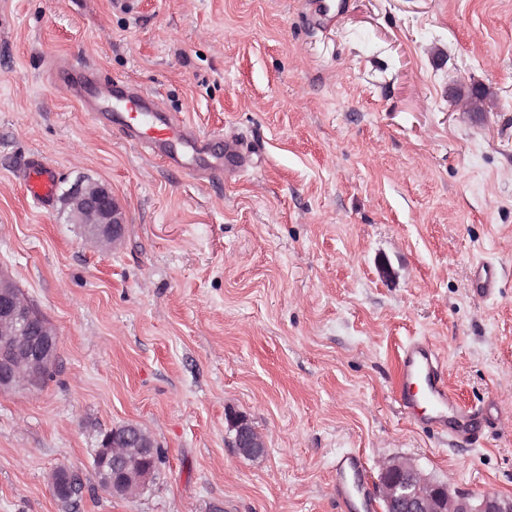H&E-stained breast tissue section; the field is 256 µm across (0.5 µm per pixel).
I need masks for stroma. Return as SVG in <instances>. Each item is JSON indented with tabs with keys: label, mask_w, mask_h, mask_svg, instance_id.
I'll return each mask as SVG.
<instances>
[{
	"label": "stroma",
	"mask_w": 512,
	"mask_h": 512,
	"mask_svg": "<svg viewBox=\"0 0 512 512\" xmlns=\"http://www.w3.org/2000/svg\"><path fill=\"white\" fill-rule=\"evenodd\" d=\"M54 59L238 137L252 167L199 182L143 156ZM33 153L60 174L48 210L21 179ZM80 179L117 197L116 247L73 223ZM0 273L59 336L41 391L0 393V512H347V451L376 512L392 458L512 497V0H345L327 29L306 0H0ZM417 338L476 413L469 435L401 412ZM232 413L261 455L236 447ZM127 423L162 456L132 498L93 466ZM62 469L81 488L66 502ZM228 422L235 431L236 446L244 455L256 456L263 452L264 443L246 417L232 413ZM336 490L339 498L350 510L355 512H370L373 504L361 493V475L363 463L359 456L345 454L336 459ZM354 479L352 483L351 479ZM358 480V484H357Z\"/></svg>",
	"instance_id": "obj_1"
}]
</instances>
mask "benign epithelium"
Segmentation results:
<instances>
[{
  "instance_id": "obj_1",
  "label": "benign epithelium",
  "mask_w": 512,
  "mask_h": 512,
  "mask_svg": "<svg viewBox=\"0 0 512 512\" xmlns=\"http://www.w3.org/2000/svg\"><path fill=\"white\" fill-rule=\"evenodd\" d=\"M66 201L74 223L87 229L90 241L113 245L124 236L121 207L107 184L78 180ZM31 309L13 281L0 274V391H35L55 364L57 333L50 323L34 319ZM228 422L244 455L263 452L264 443L246 417L231 413ZM155 450L151 436L136 424L114 427L104 435L96 457L113 494L131 496L153 479ZM380 488L384 512H512V498L453 491L408 460L383 463Z\"/></svg>"
}]
</instances>
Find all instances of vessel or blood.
I'll list each match as a JSON object with an SVG mask.
<instances>
[{"mask_svg": "<svg viewBox=\"0 0 512 512\" xmlns=\"http://www.w3.org/2000/svg\"><path fill=\"white\" fill-rule=\"evenodd\" d=\"M74 91L87 112L105 129L117 131L134 140L141 149L163 159L189 176L219 175L245 169L250 159L237 140H223L218 133H202L161 109L156 99L139 89L112 83L104 87L90 67L77 71ZM227 142L219 150V142ZM58 173L38 159L25 164V184L29 196L42 208H50L55 199ZM443 362L435 346L424 339L408 344L402 351V385L398 402L406 413H414L417 404L428 412L424 423L429 430L465 435L467 415L449 392L443 378ZM336 490L349 512H371L373 505L362 496L359 479L363 463L359 456L345 454L337 458Z\"/></svg>", "mask_w": 512, "mask_h": 512, "instance_id": "vessel-or-blood-1", "label": "vessel or blood"}]
</instances>
